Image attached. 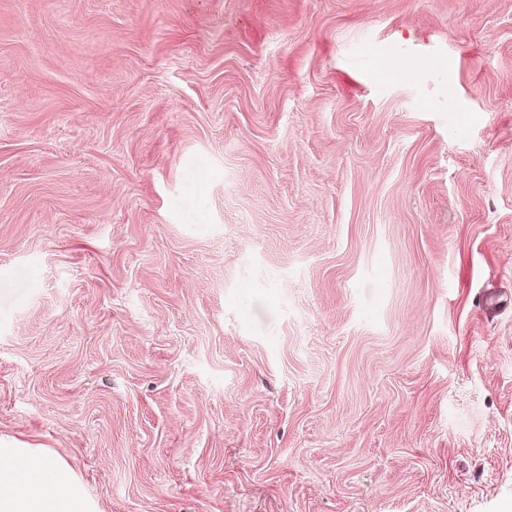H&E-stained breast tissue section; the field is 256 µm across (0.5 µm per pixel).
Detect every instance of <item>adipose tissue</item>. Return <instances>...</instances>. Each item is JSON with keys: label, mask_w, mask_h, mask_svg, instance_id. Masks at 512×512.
Returning a JSON list of instances; mask_svg holds the SVG:
<instances>
[{"label": "adipose tissue", "mask_w": 512, "mask_h": 512, "mask_svg": "<svg viewBox=\"0 0 512 512\" xmlns=\"http://www.w3.org/2000/svg\"><path fill=\"white\" fill-rule=\"evenodd\" d=\"M0 512H89L70 472L44 453L0 445Z\"/></svg>", "instance_id": "obj_1"}]
</instances>
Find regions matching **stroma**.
Returning <instances> with one entry per match:
<instances>
[{
  "label": "stroma",
  "mask_w": 512,
  "mask_h": 512,
  "mask_svg": "<svg viewBox=\"0 0 512 512\" xmlns=\"http://www.w3.org/2000/svg\"><path fill=\"white\" fill-rule=\"evenodd\" d=\"M0 440L93 512H512V0H0Z\"/></svg>",
  "instance_id": "stroma-1"
}]
</instances>
